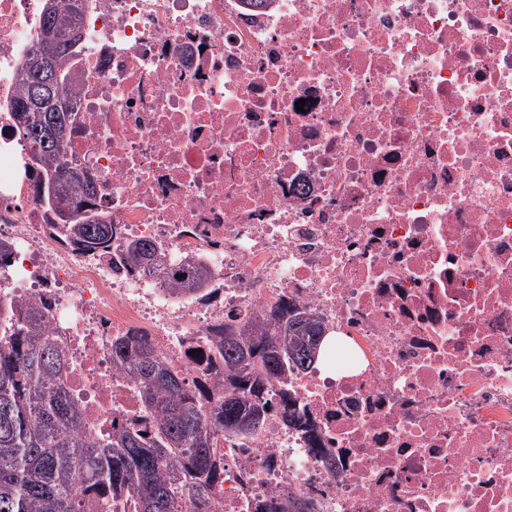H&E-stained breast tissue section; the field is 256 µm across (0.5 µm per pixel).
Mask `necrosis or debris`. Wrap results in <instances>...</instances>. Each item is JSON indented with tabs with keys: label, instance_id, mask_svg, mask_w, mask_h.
I'll use <instances>...</instances> for the list:
<instances>
[{
	"label": "necrosis or debris",
	"instance_id": "1",
	"mask_svg": "<svg viewBox=\"0 0 512 512\" xmlns=\"http://www.w3.org/2000/svg\"><path fill=\"white\" fill-rule=\"evenodd\" d=\"M45 8L0 0V298L48 304L88 434L154 425L113 338L216 395L217 331L289 301L356 367L218 439L215 512H512V0H77L68 152L196 296L50 232L11 115Z\"/></svg>",
	"mask_w": 512,
	"mask_h": 512
}]
</instances>
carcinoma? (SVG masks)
<instances>
[{"mask_svg": "<svg viewBox=\"0 0 512 512\" xmlns=\"http://www.w3.org/2000/svg\"><path fill=\"white\" fill-rule=\"evenodd\" d=\"M42 25L52 24L62 47L52 61L58 73L53 95L33 99L22 72L11 110L19 139L37 160V188L56 222L50 228L125 268L148 271L183 295L200 292L209 274L192 258L171 264L152 241L137 240L112 255L114 225L98 219L87 172L68 158L67 144L47 148L41 133L66 130L71 83L67 60L75 54L77 12L49 0ZM46 304L0 300V512H210V493L224 458L214 435L255 437L268 418V386L316 366L313 352L323 327L291 306L238 326L226 325L216 348L224 357L227 393L210 401L186 385L159 358L146 339L121 337L112 345V363L139 384L144 414L154 430L114 429L92 439L74 398L61 381L67 357L45 329ZM283 422L306 425L290 393L280 392Z\"/></svg>", "mask_w": 512, "mask_h": 512, "instance_id": "carcinoma-1", "label": "carcinoma"}]
</instances>
